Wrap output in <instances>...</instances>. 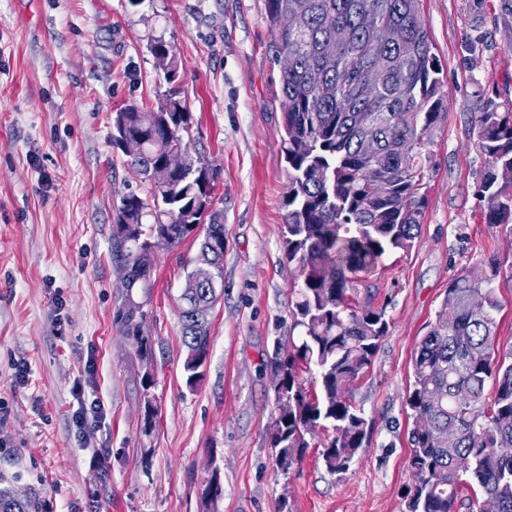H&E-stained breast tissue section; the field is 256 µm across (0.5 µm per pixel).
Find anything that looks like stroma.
<instances>
[{"mask_svg": "<svg viewBox=\"0 0 512 512\" xmlns=\"http://www.w3.org/2000/svg\"><path fill=\"white\" fill-rule=\"evenodd\" d=\"M420 11L447 114L428 146L414 246L367 276L390 325L354 391L370 437L339 478L319 459L329 430L287 474L269 445L268 362L288 343L297 270L281 233L288 168L264 0H0V478L34 495L40 512H204L215 471L217 512H277L283 500L292 512H406L415 344L451 278L512 257V232L482 215L486 159L472 127L482 93L512 99V27L490 10L474 28L470 0H420ZM479 32L485 43L468 54ZM156 39L179 62L191 154L219 170L224 294L210 312L203 376L187 386L179 296L197 244L155 252V384L145 391L137 348L112 319L110 259L113 205L142 185L111 135L113 112L154 105L167 88L149 50ZM78 383L104 413L81 435L70 425ZM147 395L158 407L149 436Z\"/></svg>", "mask_w": 512, "mask_h": 512, "instance_id": "obj_1", "label": "stroma"}]
</instances>
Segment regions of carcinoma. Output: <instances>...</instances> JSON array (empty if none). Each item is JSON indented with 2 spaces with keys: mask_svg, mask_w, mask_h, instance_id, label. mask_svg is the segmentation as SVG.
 <instances>
[{
  "mask_svg": "<svg viewBox=\"0 0 512 512\" xmlns=\"http://www.w3.org/2000/svg\"><path fill=\"white\" fill-rule=\"evenodd\" d=\"M265 7L273 31L282 11L300 17L297 28L272 43V56L294 58L280 72L288 164L282 238L300 283L292 289L291 310L298 335L288 337L271 363L277 413L270 446L277 469L286 473L303 460L316 430L330 428L320 458L340 477L370 434L353 387L389 326L385 307L373 304L360 273L389 251L410 250L417 237L430 162L426 146L446 109L441 68L419 0H265ZM329 13L350 31L340 46L324 25ZM366 13L375 17L372 28L360 23ZM392 25L403 31L398 43L384 39ZM150 50L164 81L174 82L179 67L169 46L156 41ZM312 66L321 74L317 85L309 81ZM190 123L184 101L170 90L154 106L129 104L113 113L112 147L141 143L127 164L144 189L114 205L112 259L131 272L113 320L140 342L150 367L145 306L154 285L152 251L174 249L191 235L198 240L183 266L179 308L183 370L192 387L210 348L209 312L224 292V216L215 208L218 175L193 166ZM472 125L486 158L477 186L485 223L512 224V101L481 95ZM366 136L377 142L373 157L361 153ZM174 151L186 158L180 170L163 165ZM201 264L214 265L218 287L197 284ZM502 273L503 261L493 258L451 279L436 321L416 343L406 396L415 474L405 491L407 512H460L468 490L483 496L469 502V512H512V346L503 351L496 344ZM0 512H37V505L1 486Z\"/></svg>",
  "mask_w": 512,
  "mask_h": 512,
  "instance_id": "carcinoma-1",
  "label": "carcinoma"
}]
</instances>
